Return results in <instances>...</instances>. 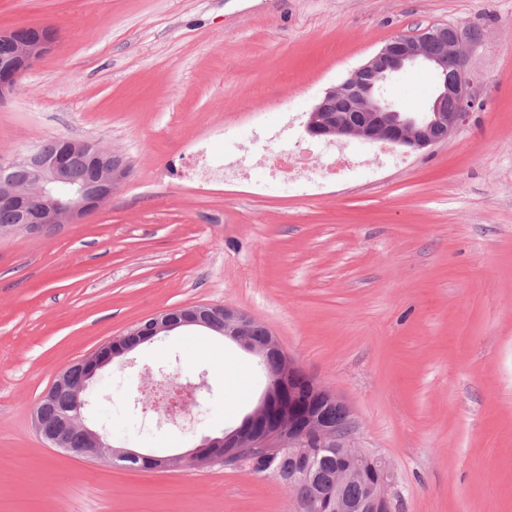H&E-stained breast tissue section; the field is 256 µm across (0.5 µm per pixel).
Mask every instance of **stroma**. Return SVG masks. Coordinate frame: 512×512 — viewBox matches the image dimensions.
<instances>
[{
	"instance_id": "stroma-1",
	"label": "stroma",
	"mask_w": 512,
	"mask_h": 512,
	"mask_svg": "<svg viewBox=\"0 0 512 512\" xmlns=\"http://www.w3.org/2000/svg\"><path fill=\"white\" fill-rule=\"evenodd\" d=\"M481 29V112L401 165L341 140L356 168L321 190L168 178L180 155L306 149L325 90L398 35ZM55 45L0 99V155L56 137L100 143L130 173L80 223L0 235V512H297L248 465L128 468L46 447L32 411L67 364L166 309L246 312L342 396L390 463L396 512H512V0H0V33ZM420 69L388 84L427 107ZM114 362L84 410L144 454L238 425L265 380L254 354L196 327ZM204 382L188 420L149 379Z\"/></svg>"
}]
</instances>
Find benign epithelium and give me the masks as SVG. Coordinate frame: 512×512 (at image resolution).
I'll return each instance as SVG.
<instances>
[{"label":"benign epithelium","mask_w":512,"mask_h":512,"mask_svg":"<svg viewBox=\"0 0 512 512\" xmlns=\"http://www.w3.org/2000/svg\"><path fill=\"white\" fill-rule=\"evenodd\" d=\"M434 41L443 44L445 52H432L429 44ZM0 43L7 46V51L0 55L1 98L14 89L26 71L53 49L55 40L46 37L40 28L27 27L1 32ZM469 46L470 42L464 37V27L452 24L426 29L415 36L395 37L350 72L341 84L325 91L309 113L306 132L312 137L388 141L414 151L430 149L443 138L459 132L469 123L472 114L483 107L477 89L484 78L468 66L466 48ZM450 58L458 62L451 71L448 70ZM416 64L428 66L437 82L429 113L421 121L415 115L401 112L384 97L385 85L406 67ZM450 100L455 103L452 109L448 108ZM438 129L445 130V136L436 135ZM76 154L84 155L101 168V182H77L71 178V161ZM20 168L31 169L34 193L23 192L12 182V174ZM128 175L129 167L120 156L104 154L87 141L62 139L49 151L35 148L13 157L0 158V209L14 215L13 230L30 234L61 224H77L111 199ZM254 323L255 320L247 314L222 305L164 310L147 317L122 336L59 372L40 399L44 405L59 406V411L50 423L41 410H35V430L48 447L77 456L140 458L142 454L138 452L112 446L106 436L85 424L86 391L92 386L98 371L159 334L181 326L219 329L227 334L237 331L239 335L233 340L245 350L263 357L274 350L279 353L284 371L291 373L297 369L296 362L281 351L274 335H269L264 344L248 336ZM307 381L312 392L325 391L326 404L344 416L342 423H331L321 410L298 408L290 403L288 412L278 414L263 436L238 428L230 434L207 436L187 452L152 455L150 459L158 462L160 469L187 463L203 469L215 463H248L259 452L265 454L271 448H286L288 457L294 462L289 490L295 493L300 512H316L324 506L334 508L336 512H347L348 503L343 489L349 482L364 481L366 470L352 468L343 471L336 480V490L326 493L313 492L302 483L314 466L307 451L309 444L319 448H361L351 411L344 399L334 391L323 389L310 376ZM371 466L375 482L370 488L367 507L371 512H395L393 499L388 493L394 481L389 462L375 452Z\"/></svg>","instance_id":"1"}]
</instances>
